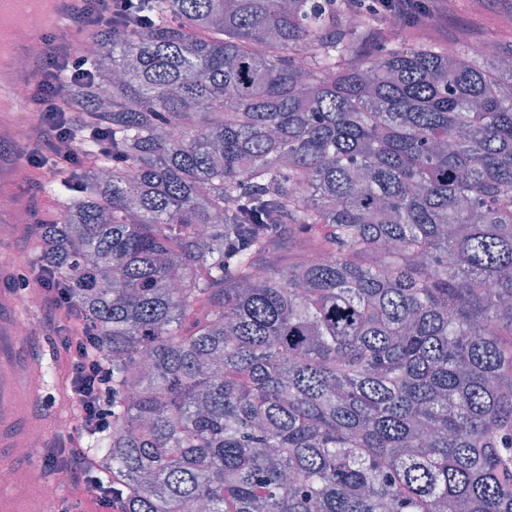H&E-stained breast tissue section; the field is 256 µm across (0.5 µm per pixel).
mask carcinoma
Masks as SVG:
<instances>
[{"label":"carcinoma","mask_w":512,"mask_h":512,"mask_svg":"<svg viewBox=\"0 0 512 512\" xmlns=\"http://www.w3.org/2000/svg\"><path fill=\"white\" fill-rule=\"evenodd\" d=\"M96 35L30 264L112 370L122 512H512V52L375 0ZM319 254L322 262L311 256Z\"/></svg>","instance_id":"obj_1"}]
</instances>
